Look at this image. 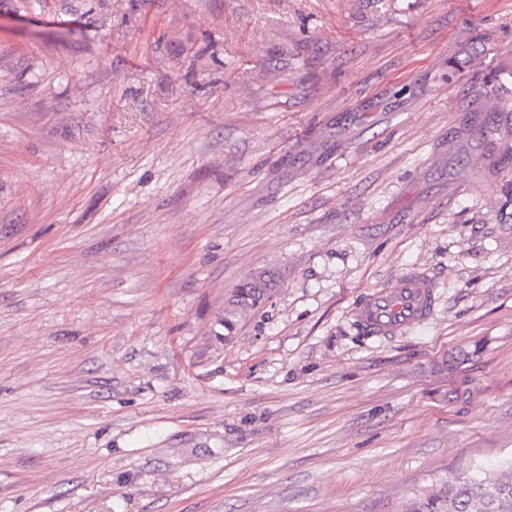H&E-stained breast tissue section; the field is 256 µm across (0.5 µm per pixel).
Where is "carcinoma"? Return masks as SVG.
Returning a JSON list of instances; mask_svg holds the SVG:
<instances>
[{"label": "carcinoma", "instance_id": "obj_1", "mask_svg": "<svg viewBox=\"0 0 512 512\" xmlns=\"http://www.w3.org/2000/svg\"><path fill=\"white\" fill-rule=\"evenodd\" d=\"M279 281V273L272 269L257 268L248 273L233 289L220 323L231 327L232 316L261 305ZM406 512H512V463L496 474L479 470L458 476L411 503Z\"/></svg>", "mask_w": 512, "mask_h": 512}]
</instances>
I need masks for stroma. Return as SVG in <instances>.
Returning a JSON list of instances; mask_svg holds the SVG:
<instances>
[{
  "instance_id": "stroma-1",
  "label": "stroma",
  "mask_w": 512,
  "mask_h": 512,
  "mask_svg": "<svg viewBox=\"0 0 512 512\" xmlns=\"http://www.w3.org/2000/svg\"><path fill=\"white\" fill-rule=\"evenodd\" d=\"M415 271L430 319L358 332ZM510 461L512 0H0V512H403ZM279 281V273L272 269L257 268L248 273L233 289L228 305L224 308V318L220 319L219 322L225 328H230L232 316L239 312L253 310L261 305L269 298Z\"/></svg>"
}]
</instances>
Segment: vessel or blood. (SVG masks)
Returning a JSON list of instances; mask_svg holds the SVG:
<instances>
[{"instance_id":"1","label":"vessel or blood","mask_w":512,"mask_h":512,"mask_svg":"<svg viewBox=\"0 0 512 512\" xmlns=\"http://www.w3.org/2000/svg\"><path fill=\"white\" fill-rule=\"evenodd\" d=\"M434 304L432 281L425 274L408 273L370 294L355 317L369 336H395L422 324L432 313Z\"/></svg>"}]
</instances>
